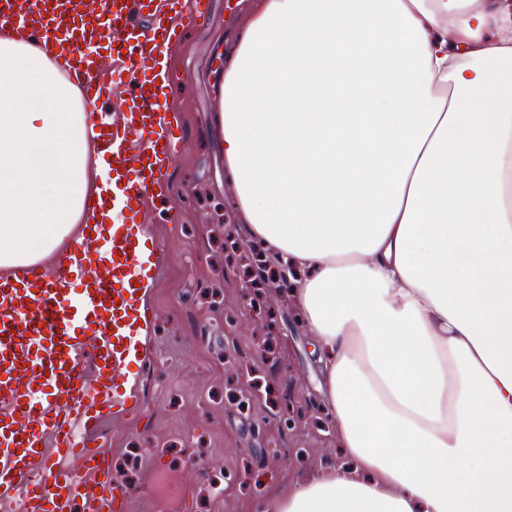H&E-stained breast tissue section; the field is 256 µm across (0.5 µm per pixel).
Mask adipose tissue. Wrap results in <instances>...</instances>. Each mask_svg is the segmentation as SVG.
Returning a JSON list of instances; mask_svg holds the SVG:
<instances>
[{
    "instance_id": "adipose-tissue-1",
    "label": "adipose tissue",
    "mask_w": 512,
    "mask_h": 512,
    "mask_svg": "<svg viewBox=\"0 0 512 512\" xmlns=\"http://www.w3.org/2000/svg\"><path fill=\"white\" fill-rule=\"evenodd\" d=\"M214 123L347 458L263 512H512V0H246ZM78 77L0 32V273L79 228Z\"/></svg>"
}]
</instances>
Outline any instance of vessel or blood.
Returning a JSON list of instances; mask_svg holds the SVG:
<instances>
[{
  "mask_svg": "<svg viewBox=\"0 0 512 512\" xmlns=\"http://www.w3.org/2000/svg\"><path fill=\"white\" fill-rule=\"evenodd\" d=\"M208 0H0V27L64 50L107 165L86 225L56 272L0 277V502L20 512H122L125 491L102 451V422H135L157 360L144 294L168 261L149 205L179 154L167 58ZM122 64L126 88L111 120L100 51Z\"/></svg>",
  "mask_w": 512,
  "mask_h": 512,
  "instance_id": "1",
  "label": "vessel or blood"
}]
</instances>
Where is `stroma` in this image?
Instances as JSON below:
<instances>
[{
    "label": "stroma",
    "instance_id": "1",
    "mask_svg": "<svg viewBox=\"0 0 512 512\" xmlns=\"http://www.w3.org/2000/svg\"><path fill=\"white\" fill-rule=\"evenodd\" d=\"M244 20L210 0L169 57L185 139L167 175L179 221L152 226L170 255L148 302L160 361L143 416L103 424L125 512H260L337 455L311 336L284 289L249 286L256 258L210 126L224 71L212 43Z\"/></svg>",
    "mask_w": 512,
    "mask_h": 512
}]
</instances>
